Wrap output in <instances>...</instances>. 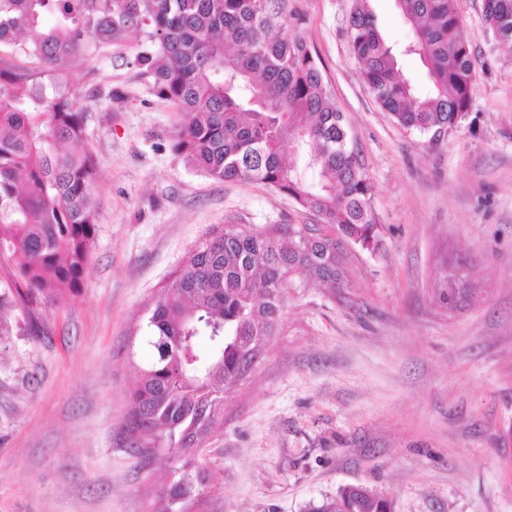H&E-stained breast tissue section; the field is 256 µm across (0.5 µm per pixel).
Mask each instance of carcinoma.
Segmentation results:
<instances>
[{
	"instance_id": "1",
	"label": "carcinoma",
	"mask_w": 512,
	"mask_h": 512,
	"mask_svg": "<svg viewBox=\"0 0 512 512\" xmlns=\"http://www.w3.org/2000/svg\"><path fill=\"white\" fill-rule=\"evenodd\" d=\"M286 0H0V44L60 67L90 41L148 29L147 66L158 96L185 112L173 149L217 181H249L287 196L319 224L216 226L187 252L148 305L151 359L137 370L123 429L130 447L182 459L221 415L240 379L243 353L273 335L283 289L315 282L350 300L351 249L376 250L374 186L349 146L318 61L283 32ZM369 0H353L351 53L378 105L404 130L449 132L469 112L475 61L457 0H395L411 29L405 53L420 57L427 83L402 73ZM52 24L43 25L46 18ZM486 29L512 43V0H483ZM85 110L66 93L48 98L30 74L0 69V253L27 291L0 306L75 293L97 224ZM288 145V158L281 150ZM470 264L439 280L443 305L475 302ZM208 348L201 350V338ZM204 478L183 459L169 504L191 498ZM312 512H392L388 499L346 487Z\"/></svg>"
}]
</instances>
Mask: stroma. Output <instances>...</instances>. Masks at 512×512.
<instances>
[{"label": "stroma", "mask_w": 512, "mask_h": 512, "mask_svg": "<svg viewBox=\"0 0 512 512\" xmlns=\"http://www.w3.org/2000/svg\"><path fill=\"white\" fill-rule=\"evenodd\" d=\"M353 0H288L286 30L320 60L374 187L377 250L354 249L351 303L285 291L274 336L188 449L191 512H308L348 485L393 512H512V47L482 0H458L477 57L473 104L440 140L376 103L348 43ZM145 30L44 70L0 44V68L62 86L87 112L97 230L78 295L5 315L0 512H161L179 463L130 448L122 423L152 354L145 309L210 228L313 224L264 185L221 182L173 149L183 115L138 63ZM471 263L476 304L442 307V267ZM40 335L27 336L28 314Z\"/></svg>", "instance_id": "35a3bbf8"}]
</instances>
